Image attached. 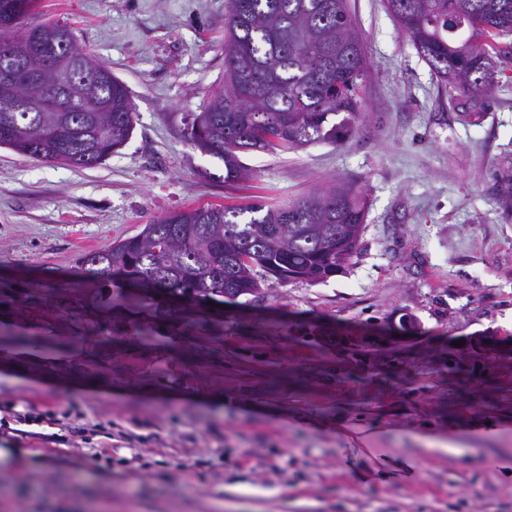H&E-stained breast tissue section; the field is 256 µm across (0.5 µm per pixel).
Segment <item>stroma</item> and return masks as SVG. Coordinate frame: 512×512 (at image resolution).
Masks as SVG:
<instances>
[{
    "mask_svg": "<svg viewBox=\"0 0 512 512\" xmlns=\"http://www.w3.org/2000/svg\"><path fill=\"white\" fill-rule=\"evenodd\" d=\"M229 0H39L127 86L103 164L0 147V512H512V54L488 96L449 89L384 0H348L368 61L341 145L187 139L224 76ZM367 193L326 282L266 278L222 329L103 313L79 257L206 204ZM149 323L151 339L135 334Z\"/></svg>",
    "mask_w": 512,
    "mask_h": 512,
    "instance_id": "1",
    "label": "stroma"
}]
</instances>
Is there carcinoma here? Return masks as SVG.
I'll use <instances>...</instances> for the list:
<instances>
[{
	"mask_svg": "<svg viewBox=\"0 0 512 512\" xmlns=\"http://www.w3.org/2000/svg\"><path fill=\"white\" fill-rule=\"evenodd\" d=\"M38 0H0V73L14 74L13 93L0 96V146L40 162L97 166L126 144L134 112L125 84L97 87L103 109L65 88L29 81L6 47L20 26L41 31L54 52L92 55L65 21L28 22ZM387 10L441 81L486 96L490 60L507 54L498 38L512 33V0H385ZM224 79L187 136L224 162V181L241 178L239 153L288 151L336 143L359 119L357 90L367 63L347 0H230L224 24ZM343 115L338 123L331 118ZM366 195L336 185L280 206L207 205L161 216L136 235L78 259L82 285L111 287L103 304L135 308L158 301L224 302L260 290L266 277L318 283L344 270L358 250ZM181 325L208 324L202 311Z\"/></svg>",
	"mask_w": 512,
	"mask_h": 512,
	"instance_id": "obj_1",
	"label": "carcinoma"
}]
</instances>
